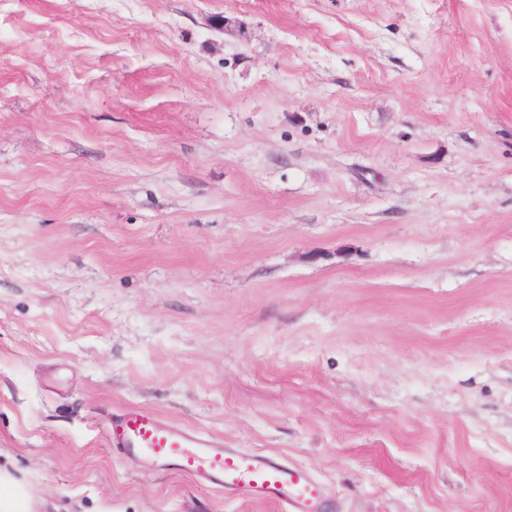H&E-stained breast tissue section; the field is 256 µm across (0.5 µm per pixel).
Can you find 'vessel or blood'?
Instances as JSON below:
<instances>
[{
    "mask_svg": "<svg viewBox=\"0 0 512 512\" xmlns=\"http://www.w3.org/2000/svg\"><path fill=\"white\" fill-rule=\"evenodd\" d=\"M111 447L134 464L170 469L229 495L280 506L282 512H331L326 486L303 467L223 442L128 407L107 423Z\"/></svg>",
    "mask_w": 512,
    "mask_h": 512,
    "instance_id": "1",
    "label": "vessel or blood"
}]
</instances>
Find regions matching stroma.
I'll return each mask as SVG.
<instances>
[{"instance_id":"35a3bbf8","label":"stroma","mask_w":512,"mask_h":512,"mask_svg":"<svg viewBox=\"0 0 512 512\" xmlns=\"http://www.w3.org/2000/svg\"><path fill=\"white\" fill-rule=\"evenodd\" d=\"M512 512V0H0V470L37 512ZM112 448L134 464L170 469L203 485L280 506L283 512H333L326 486L300 465L224 442L127 407L107 423Z\"/></svg>"}]
</instances>
